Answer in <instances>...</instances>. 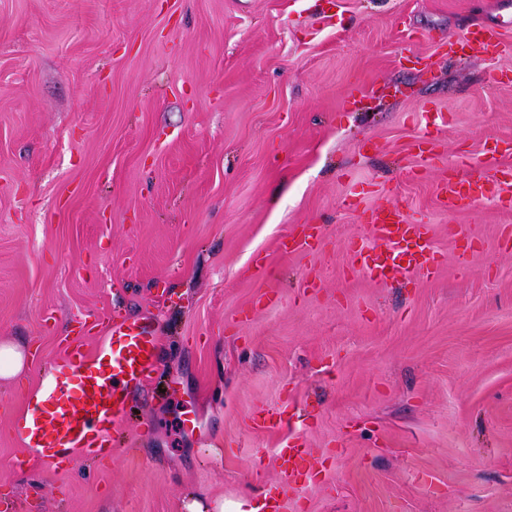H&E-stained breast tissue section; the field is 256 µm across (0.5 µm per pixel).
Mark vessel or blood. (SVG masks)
<instances>
[{
    "instance_id": "obj_1",
    "label": "vessel or blood",
    "mask_w": 512,
    "mask_h": 512,
    "mask_svg": "<svg viewBox=\"0 0 512 512\" xmlns=\"http://www.w3.org/2000/svg\"><path fill=\"white\" fill-rule=\"evenodd\" d=\"M482 185L469 179L444 181L439 196L445 208L477 201ZM374 240L363 266L386 281H398L409 271L428 267L429 228L410 224L397 209L374 211ZM106 334L93 348L68 344L47 380V390L18 421L25 448L42 460L61 464L75 454L96 456L111 450L110 431L119 429L134 391L150 381L158 359L159 340L150 321H127L116 315L103 319ZM297 439L278 451L287 481H298L312 458Z\"/></svg>"
}]
</instances>
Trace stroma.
<instances>
[{
    "label": "stroma",
    "instance_id": "obj_1",
    "mask_svg": "<svg viewBox=\"0 0 512 512\" xmlns=\"http://www.w3.org/2000/svg\"><path fill=\"white\" fill-rule=\"evenodd\" d=\"M501 7L0 0V343L35 351L0 384V505L252 504L293 436L314 473L285 512H512V188L461 211L437 197L484 147L512 168ZM477 25L496 53L450 51ZM393 204L438 257L400 286L351 271ZM302 224L315 249L284 251ZM454 224L478 236L465 265ZM108 312L150 319L156 372L127 444L52 466L17 420ZM267 411L281 424L255 428Z\"/></svg>",
    "mask_w": 512,
    "mask_h": 512
}]
</instances>
